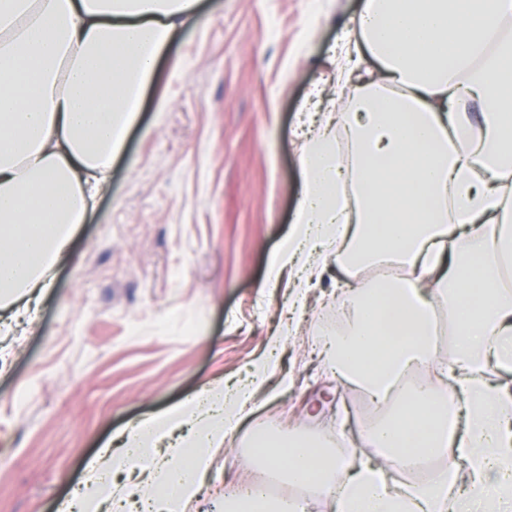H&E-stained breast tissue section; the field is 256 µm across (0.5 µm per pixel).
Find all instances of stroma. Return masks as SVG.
<instances>
[{"instance_id":"35a3bbf8","label":"stroma","mask_w":512,"mask_h":512,"mask_svg":"<svg viewBox=\"0 0 512 512\" xmlns=\"http://www.w3.org/2000/svg\"><path fill=\"white\" fill-rule=\"evenodd\" d=\"M362 0H199L202 21L162 55L108 190L49 274L39 307L0 335V512H63L112 435L212 383H242L278 350L289 389L259 396L218 453L200 512L249 475L248 433L269 425L356 436L368 418L323 363L335 262L294 316L288 281L264 287L293 228L299 107L343 67L332 45Z\"/></svg>"}]
</instances>
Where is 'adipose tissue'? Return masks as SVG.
<instances>
[{
  "label": "adipose tissue",
  "mask_w": 512,
  "mask_h": 512,
  "mask_svg": "<svg viewBox=\"0 0 512 512\" xmlns=\"http://www.w3.org/2000/svg\"><path fill=\"white\" fill-rule=\"evenodd\" d=\"M197 0H0V305L46 291ZM512 0H365L335 112L301 149L294 226L274 285L307 251L344 271L324 361L386 416L360 447L252 430L251 475L224 512H512ZM478 102L472 112L470 102ZM453 327L447 357L433 321ZM270 359L122 430L89 463L76 512L120 497L98 468L149 475L147 512L199 498ZM188 440L159 459L155 443ZM465 473L467 484L457 487Z\"/></svg>",
  "instance_id": "1"
}]
</instances>
